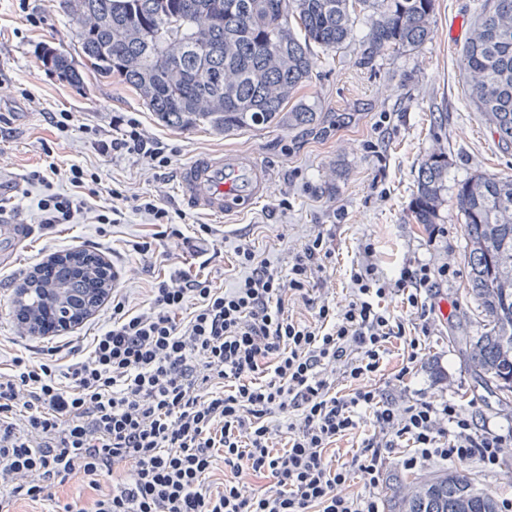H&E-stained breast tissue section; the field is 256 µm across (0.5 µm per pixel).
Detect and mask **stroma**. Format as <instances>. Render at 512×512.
Instances as JSON below:
<instances>
[{
  "instance_id": "1",
  "label": "stroma",
  "mask_w": 512,
  "mask_h": 512,
  "mask_svg": "<svg viewBox=\"0 0 512 512\" xmlns=\"http://www.w3.org/2000/svg\"><path fill=\"white\" fill-rule=\"evenodd\" d=\"M483 2L436 0L431 38L422 48L386 50L369 63L359 43L368 23L358 16L355 41L335 50L314 48L312 77L297 93L322 112L323 124L312 130L260 127L224 136L206 127L181 132L158 124L119 79L87 70L81 87L61 80L43 64L42 51L48 46L82 62L69 17L54 0H0V208L32 226L27 251L0 268V361L17 353L39 358L54 346V339L17 324L14 297L17 272H34L55 254L98 253L119 270L118 291L137 303L156 278L178 271L230 287L243 273L235 254L243 242L260 258L288 268L310 235L321 231L330 235L334 254L313 285L326 288L329 301L338 305L349 298V271L367 238L376 246L384 275H393L406 258L454 269V278L431 296L435 305L446 306L447 315L426 337L424 358L409 385L439 396L430 379L437 366H444L449 398L478 424L512 434V403L501 402L484 384L466 351V337L481 334L484 318L465 292L463 219L454 200H447L442 219L448 235L433 243L428 227L411 216L417 170L430 153L447 154L452 186L477 173L512 175V150L498 146L471 101L472 77L461 61ZM60 112L72 117L64 133L50 121ZM128 120L148 143L163 148L171 159L168 167L141 152L106 155L94 148L96 134L122 137ZM225 150L251 153L270 168L269 195L248 212L221 219L186 210L175 191L178 170L197 154ZM74 164L98 171L105 184L122 192L119 203L105 194L87 201L94 213L118 205L125 212L120 223L92 224L83 216L70 224H40L38 200L50 191L68 192L66 175ZM50 165L55 168L50 187L26 183L27 173ZM135 195L156 197L183 213L185 235H193L196 225L210 224L214 234L206 254L197 256L176 241L156 238L155 226L126 210L127 198ZM145 241L152 252L144 256L134 246ZM447 469L475 478L499 502L512 499V447L493 473L474 462L409 470L396 460L388 475L413 485Z\"/></svg>"
}]
</instances>
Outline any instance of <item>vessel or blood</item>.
<instances>
[{
    "mask_svg": "<svg viewBox=\"0 0 512 512\" xmlns=\"http://www.w3.org/2000/svg\"><path fill=\"white\" fill-rule=\"evenodd\" d=\"M271 174L250 153L197 155L177 178V193L192 210L213 216L238 213L266 197Z\"/></svg>",
    "mask_w": 512,
    "mask_h": 512,
    "instance_id": "vessel-or-blood-1",
    "label": "vessel or blood"
}]
</instances>
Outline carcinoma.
<instances>
[{"label": "carcinoma", "mask_w": 512, "mask_h": 512, "mask_svg": "<svg viewBox=\"0 0 512 512\" xmlns=\"http://www.w3.org/2000/svg\"><path fill=\"white\" fill-rule=\"evenodd\" d=\"M69 17L87 15L78 35L86 66L118 77L163 125L191 131L207 126L226 136L261 127L310 128L320 123L314 105L291 102L311 78L312 48L338 49L354 39L357 12L370 28L362 41L371 60L384 50H416L430 39L435 0H60ZM45 65L69 83L82 74L63 53ZM464 69L476 77L470 98L504 149L512 147V0H490L462 50ZM448 194V160L421 161L411 213L417 224H438ZM464 224L467 286L487 317L469 344L481 379L502 400L512 395V177L478 173L457 184ZM61 255L66 287L93 309L94 288H112V274L97 254ZM388 512H500L499 501L474 479L446 470L403 494L386 487Z\"/></svg>", "instance_id": "1"}]
</instances>
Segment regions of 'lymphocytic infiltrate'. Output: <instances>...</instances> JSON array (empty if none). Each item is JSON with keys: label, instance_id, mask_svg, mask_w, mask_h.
Wrapping results in <instances>:
<instances>
[{"label": "lymphocytic infiltrate", "instance_id": "1", "mask_svg": "<svg viewBox=\"0 0 512 512\" xmlns=\"http://www.w3.org/2000/svg\"><path fill=\"white\" fill-rule=\"evenodd\" d=\"M70 190L38 202L41 224H67L85 197L104 191L99 174L70 167ZM333 249L312 235L288 271L236 254L245 273L229 288L183 274L157 280L137 314L127 295L90 346L69 343L70 362L12 357L0 370V496L50 512H380L378 488L396 450L404 467L478 461L495 471L508 436L478 428L448 397H409L404 376L390 396L370 386L390 338L407 337V362L422 358L435 308L421 292L448 267L405 262L384 277L364 242L340 309L313 298L311 282ZM399 299L392 315L386 299ZM312 310L296 317L292 305ZM352 393H335L338 378ZM369 420L372 430L347 462L326 451ZM285 447H276L279 438ZM132 469L113 483L105 475ZM223 470L222 482L207 477ZM365 478L359 496L346 488ZM81 481L89 499L53 498Z\"/></svg>", "mask_w": 512, "mask_h": 512}]
</instances>
